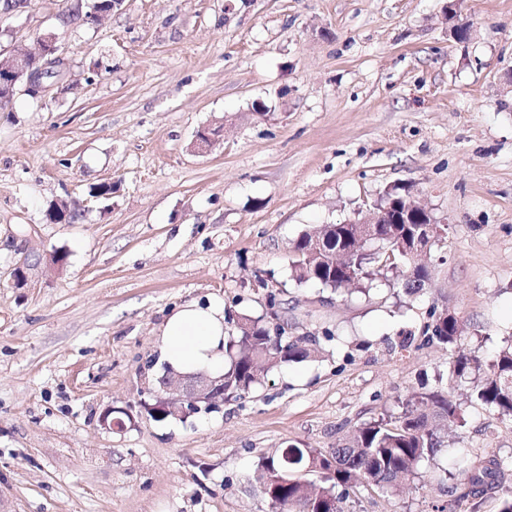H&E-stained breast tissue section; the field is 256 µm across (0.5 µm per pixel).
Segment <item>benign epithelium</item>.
<instances>
[{
  "label": "benign epithelium",
  "instance_id": "obj_1",
  "mask_svg": "<svg viewBox=\"0 0 512 512\" xmlns=\"http://www.w3.org/2000/svg\"><path fill=\"white\" fill-rule=\"evenodd\" d=\"M78 10L84 11V19L90 24L102 21L103 13L94 0L77 2ZM36 52L17 51L9 55L10 61L0 63V89L7 90L12 96L22 87L30 95L36 96L44 89V80L59 78L65 72L66 62L56 46V38L45 33L37 39ZM434 224L435 218L415 196L409 195L402 200L398 213L393 219L395 224ZM224 401V376H212L207 373L171 374L163 381L162 392L153 396V402H144L146 411L165 417L182 419L191 413Z\"/></svg>",
  "mask_w": 512,
  "mask_h": 512
}]
</instances>
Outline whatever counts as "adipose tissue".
I'll list each match as a JSON object with an SVG mask.
<instances>
[{
	"instance_id": "ef3b65f1",
	"label": "adipose tissue",
	"mask_w": 512,
	"mask_h": 512,
	"mask_svg": "<svg viewBox=\"0 0 512 512\" xmlns=\"http://www.w3.org/2000/svg\"><path fill=\"white\" fill-rule=\"evenodd\" d=\"M161 356L167 365L180 373L224 369V305L212 300L202 306L189 303L166 320L160 330Z\"/></svg>"
}]
</instances>
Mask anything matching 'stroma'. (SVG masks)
I'll list each match as a JSON object with an SVG mask.
<instances>
[{
    "mask_svg": "<svg viewBox=\"0 0 512 512\" xmlns=\"http://www.w3.org/2000/svg\"><path fill=\"white\" fill-rule=\"evenodd\" d=\"M73 2L0 9V52L51 31L68 61L0 105V512H270L248 482L261 458L335 447L435 385L433 308L480 359L512 335V0H464L463 43L448 0H124L96 25L69 21ZM394 187L448 226L427 288L292 281L302 233ZM61 201L71 222H49ZM210 298L228 330L246 314L316 350L155 419L159 330ZM115 407L124 428L102 427ZM464 416L467 461L512 459V421ZM465 463L438 452L402 493L347 505L440 512Z\"/></svg>",
    "mask_w": 512,
    "mask_h": 512,
    "instance_id": "1",
    "label": "stroma"
}]
</instances>
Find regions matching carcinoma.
Instances as JSON below:
<instances>
[{
    "label": "carcinoma",
    "mask_w": 512,
    "mask_h": 512,
    "mask_svg": "<svg viewBox=\"0 0 512 512\" xmlns=\"http://www.w3.org/2000/svg\"><path fill=\"white\" fill-rule=\"evenodd\" d=\"M324 254L310 258L308 241L302 234L288 256L290 277L298 284L319 283L335 291L356 287L377 276L409 271L410 255L433 250L441 237L429 224H378L373 229L380 251L371 256L359 245L362 224H327ZM431 270L421 267L407 280L408 291L425 288ZM429 339L450 352L447 374L439 385L423 383L402 402L396 417L381 418L354 429L336 447L322 451L291 444L288 453L261 459L256 472L271 473L275 480L256 490L282 512H347L349 490L358 486L401 491L416 475L418 465L443 447L444 426H460L464 405H478L512 418V342L497 349L486 362L465 353L462 341L466 325L456 315L441 310L431 313ZM308 349L271 330L248 315L241 317L238 333L224 344V391L237 396L248 392L260 377L283 362L308 357ZM313 468L319 485H306L294 473ZM507 464L492 459L472 465L466 480L471 489L448 504L456 512L460 503L475 497L478 488L494 483Z\"/></svg>",
    "instance_id": "obj_1"
}]
</instances>
